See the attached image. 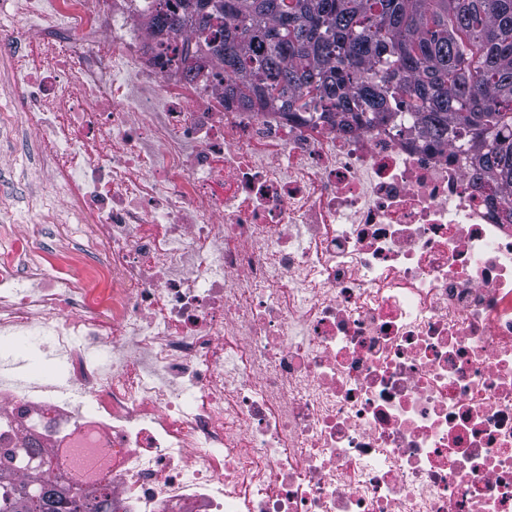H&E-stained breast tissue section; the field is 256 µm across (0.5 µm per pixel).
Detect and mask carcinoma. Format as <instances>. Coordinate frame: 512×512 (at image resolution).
I'll return each instance as SVG.
<instances>
[{"label": "carcinoma", "instance_id": "1", "mask_svg": "<svg viewBox=\"0 0 512 512\" xmlns=\"http://www.w3.org/2000/svg\"><path fill=\"white\" fill-rule=\"evenodd\" d=\"M190 2L160 0L152 25L194 24L241 100L319 108L349 128L408 122L451 144L480 187L512 189V0H207L206 20ZM9 455L45 464L34 442ZM0 512H112V496L83 501L41 474Z\"/></svg>", "mask_w": 512, "mask_h": 512}]
</instances>
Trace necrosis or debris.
Instances as JSON below:
<instances>
[{"label":"necrosis or debris","mask_w":512,"mask_h":512,"mask_svg":"<svg viewBox=\"0 0 512 512\" xmlns=\"http://www.w3.org/2000/svg\"><path fill=\"white\" fill-rule=\"evenodd\" d=\"M154 8L0 0V144L55 167L0 226V446L112 512H512V193L225 95Z\"/></svg>","instance_id":"1"}]
</instances>
